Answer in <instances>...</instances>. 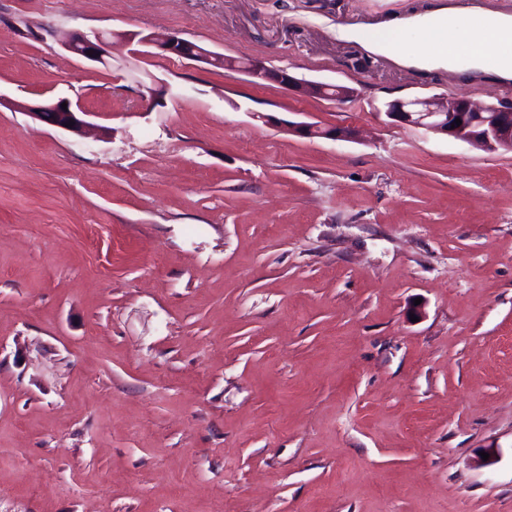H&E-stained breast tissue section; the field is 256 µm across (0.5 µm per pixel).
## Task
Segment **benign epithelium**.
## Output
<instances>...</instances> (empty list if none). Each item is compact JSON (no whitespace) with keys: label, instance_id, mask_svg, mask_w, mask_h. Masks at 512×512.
I'll return each mask as SVG.
<instances>
[{"label":"benign epithelium","instance_id":"benign-epithelium-1","mask_svg":"<svg viewBox=\"0 0 512 512\" xmlns=\"http://www.w3.org/2000/svg\"><path fill=\"white\" fill-rule=\"evenodd\" d=\"M60 42L72 54L105 65L109 58L107 48L112 46V35L101 32L90 35L64 33L60 36ZM139 42L182 58L222 65L227 70L239 71L257 79H272L307 97L343 100L354 95V89L350 87L298 79L284 70L271 71L258 59L241 60L211 52L175 33H152L141 37ZM90 50L93 54L89 56L87 52ZM64 103L67 104L65 109L62 108ZM10 106L47 125L80 135L85 134L89 127V122L85 120L88 112L67 98L40 104L12 102ZM385 115L394 122L463 140L481 150H512V102L480 106L464 96L396 99L386 103ZM457 118L462 124L451 127ZM263 119L268 123L284 125L288 131L305 138L353 141L359 135V130L352 126L324 128L316 123L283 121L269 115L263 116Z\"/></svg>","mask_w":512,"mask_h":512}]
</instances>
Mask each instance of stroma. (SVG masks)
Instances as JSON below:
<instances>
[{"label": "stroma", "mask_w": 512, "mask_h": 512, "mask_svg": "<svg viewBox=\"0 0 512 512\" xmlns=\"http://www.w3.org/2000/svg\"><path fill=\"white\" fill-rule=\"evenodd\" d=\"M459 2L0 0V512H512V150L385 115L512 79L374 36ZM59 40L66 50L80 58L103 65L108 63L107 58L110 56L107 48L112 46V33H63ZM89 50H93L92 56L87 55ZM138 42L182 58L201 61L209 65H224L215 67L239 71L257 79H272L307 97L343 100L354 95V89L350 87L298 79L284 70L271 71L258 59L241 60L211 52L175 33H152L142 36ZM62 103L67 104V110L62 108ZM11 107L26 112L34 119L47 125L80 135L86 134L87 128L90 125L84 118L89 113L79 105H73L67 98H60L40 104L12 102ZM70 120L74 121L73 126H70ZM66 124H69V127H66ZM268 123L281 124L287 127L288 132L305 138H325L334 141H353L359 135V130L352 126H335L324 128L316 123L283 121L274 116L264 115Z\"/></svg>", "instance_id": "1"}]
</instances>
